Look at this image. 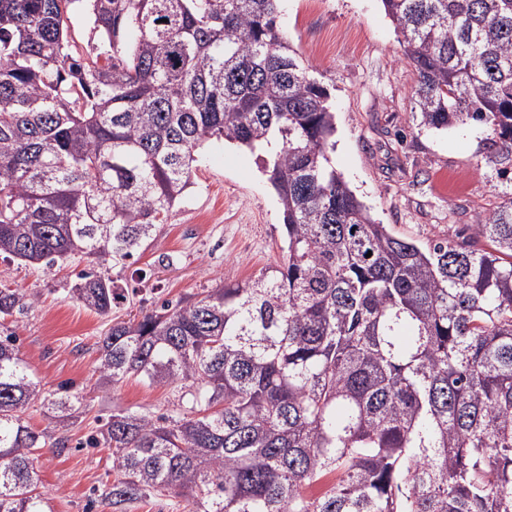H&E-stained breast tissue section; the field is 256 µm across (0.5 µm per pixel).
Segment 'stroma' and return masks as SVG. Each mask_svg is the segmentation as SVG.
<instances>
[{
	"mask_svg": "<svg viewBox=\"0 0 512 512\" xmlns=\"http://www.w3.org/2000/svg\"><path fill=\"white\" fill-rule=\"evenodd\" d=\"M278 23L331 92L337 170L391 232L427 243L462 238L494 198L484 164L486 131L477 125L434 131L411 110L416 76L381 0H281ZM282 213L259 152L221 141L199 151L193 185L167 223L125 269L112 270L129 295L120 319L242 281L283 256ZM81 270H42L0 255V285L39 300L11 328L19 354L43 392L68 384L90 408L69 429L71 448L43 449L34 465L52 512H86L94 489L116 473L106 448L83 442L97 419L119 410L164 412L167 386L130 378L103 383L95 371L107 318L73 301Z\"/></svg>",
	"mask_w": 512,
	"mask_h": 512,
	"instance_id": "obj_1",
	"label": "stroma"
}]
</instances>
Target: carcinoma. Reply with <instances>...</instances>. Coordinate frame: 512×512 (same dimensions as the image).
Returning a JSON list of instances; mask_svg holds the SVG:
<instances>
[{"mask_svg":"<svg viewBox=\"0 0 512 512\" xmlns=\"http://www.w3.org/2000/svg\"><path fill=\"white\" fill-rule=\"evenodd\" d=\"M85 1L99 35L68 38ZM279 0H0V255L87 262L71 298L108 316L213 140H271L286 259L98 341L100 376L177 392L120 411L85 447L127 512H512V0H381L416 73L414 111L490 131L498 202L466 240L394 235L331 164L330 91L277 23ZM482 241L485 247L477 248ZM35 297L0 288V320ZM0 331V512H51L34 456L87 407L41 394ZM53 431L25 421L35 404Z\"/></svg>","mask_w":512,"mask_h":512,"instance_id":"obj_1","label":"carcinoma"}]
</instances>
